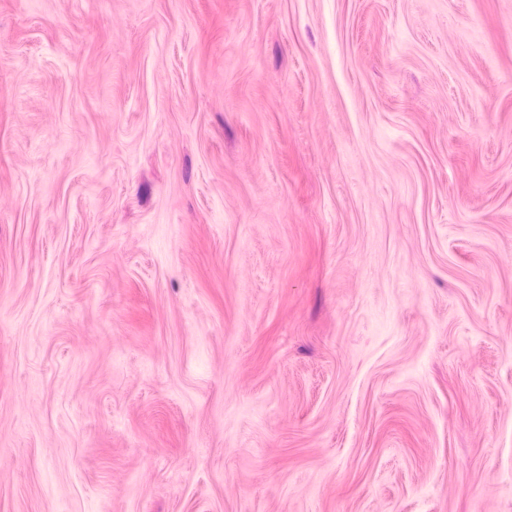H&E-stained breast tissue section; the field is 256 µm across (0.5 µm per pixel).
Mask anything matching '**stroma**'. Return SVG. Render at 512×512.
I'll use <instances>...</instances> for the list:
<instances>
[{"mask_svg": "<svg viewBox=\"0 0 512 512\" xmlns=\"http://www.w3.org/2000/svg\"><path fill=\"white\" fill-rule=\"evenodd\" d=\"M0 512H512V0H0Z\"/></svg>", "mask_w": 512, "mask_h": 512, "instance_id": "35a3bbf8", "label": "stroma"}]
</instances>
